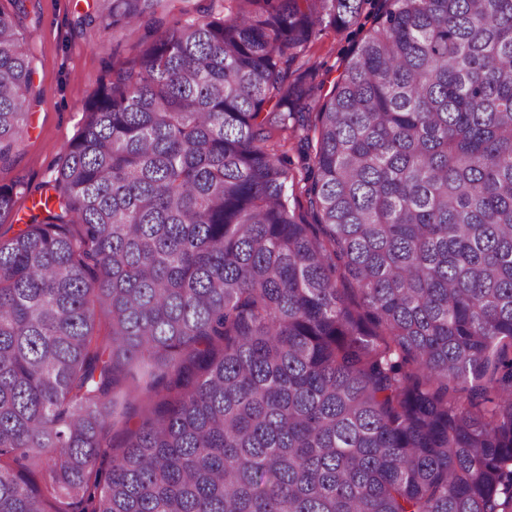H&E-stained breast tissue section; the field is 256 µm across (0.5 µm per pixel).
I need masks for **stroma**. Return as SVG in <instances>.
Returning a JSON list of instances; mask_svg holds the SVG:
<instances>
[{
  "instance_id": "35a3bbf8",
  "label": "stroma",
  "mask_w": 512,
  "mask_h": 512,
  "mask_svg": "<svg viewBox=\"0 0 512 512\" xmlns=\"http://www.w3.org/2000/svg\"><path fill=\"white\" fill-rule=\"evenodd\" d=\"M23 30L33 68V102L28 132L9 164L0 168V184L15 185V211L26 216L30 193L49 181L56 162L81 128L86 103L108 77L113 51L128 55L144 33L124 32L120 43L97 24H84L95 0H26ZM356 35L325 29L309 52L291 68L292 76L318 73L336 78Z\"/></svg>"
}]
</instances>
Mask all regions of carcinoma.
Returning a JSON list of instances; mask_svg holds the SVG:
<instances>
[{"label": "carcinoma", "mask_w": 512, "mask_h": 512, "mask_svg": "<svg viewBox=\"0 0 512 512\" xmlns=\"http://www.w3.org/2000/svg\"><path fill=\"white\" fill-rule=\"evenodd\" d=\"M160 2L97 0L144 37L0 232V512H512V0H377L327 93L367 0ZM221 4H224L221 0H184V1H166L162 2L158 6L157 17H171L172 15H179L181 9L186 11L183 16L184 19H197L206 13V9L213 8V11L221 9ZM200 10V11H199ZM370 26L371 21L369 20L357 35L354 32L352 33L356 30V26L346 31L325 29L319 39L311 46L309 52L292 66L290 80L298 76L307 77L317 69L319 70V76L316 82L329 77L325 85V89H327L330 81L338 75L353 40L362 37ZM288 167L290 168V172L295 176V182H299L296 186V195L298 198V204L300 207V212L305 216V218L312 222L310 215L308 214V204L305 195L302 193L301 186L303 183L300 181L303 172L301 170V162L299 158V150L296 144V141H292L288 144Z\"/></svg>", "instance_id": "1"}]
</instances>
